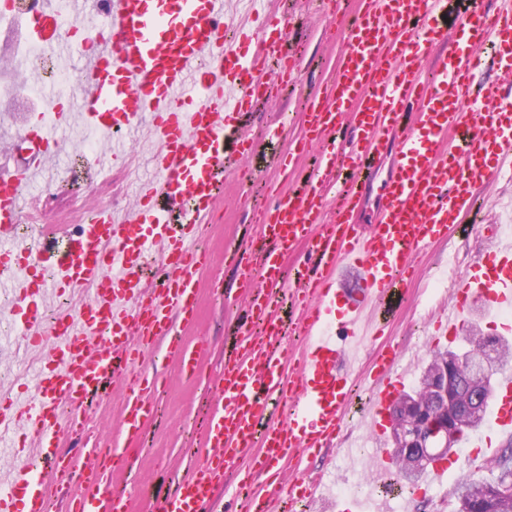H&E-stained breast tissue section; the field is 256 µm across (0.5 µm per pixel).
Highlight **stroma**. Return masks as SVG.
<instances>
[{
    "instance_id": "35a3bbf8",
    "label": "stroma",
    "mask_w": 512,
    "mask_h": 512,
    "mask_svg": "<svg viewBox=\"0 0 512 512\" xmlns=\"http://www.w3.org/2000/svg\"><path fill=\"white\" fill-rule=\"evenodd\" d=\"M344 38V32L337 30L331 15L317 0H298L288 22V49L297 60L298 81L259 103L251 113L248 125L257 147L250 157L240 161L250 170L251 179L243 184L235 174L226 175L215 222L205 238L211 265L200 279V322L196 329L207 343L201 356L202 370L188 380L175 360L162 361L164 382L155 398L157 415L132 451V469L114 482L119 493L129 487L139 489V496L131 502L132 512H158L163 494L187 472L200 446L212 405L213 381L234 350V326L247 320V296L240 286L235 255L243 245L257 253L264 249L259 227L252 222L254 212L269 202L272 182H280L285 188L291 185L270 163L271 155L282 148L275 130L282 127L291 133L298 131L307 97L319 81L334 71ZM68 160V154L58 156L49 173V183L35 184L31 190L40 209L41 224L72 219L74 201L101 206L112 199V181L96 180L88 172L68 169ZM481 193L486 202L483 222L512 225V169H503ZM473 224V218H466L446 241L420 256L413 293L400 307L384 314L395 341L415 354L417 366H424L430 358L418 338L427 321L430 305L426 295L433 278L447 269L449 260L467 263L484 247L473 234ZM122 395V384L113 383L90 406V427L102 442H112L120 435Z\"/></svg>"
}]
</instances>
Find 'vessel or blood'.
Wrapping results in <instances>:
<instances>
[{
    "label": "vessel or blood",
    "mask_w": 512,
    "mask_h": 512,
    "mask_svg": "<svg viewBox=\"0 0 512 512\" xmlns=\"http://www.w3.org/2000/svg\"><path fill=\"white\" fill-rule=\"evenodd\" d=\"M77 14L104 17L111 30L81 42L82 89L75 104L16 123L0 115V309L19 322L10 343L27 370L0 389V512H126L110 474L122 467L155 416L158 347L187 376L199 371V275L209 266L203 238L224 174L255 143L247 112L290 82L271 68L283 58L263 0H72ZM327 0L350 35L335 76L307 101L301 136L286 140L276 163L293 172L324 143L297 189L276 191L255 216L268 247L239 259L242 286L260 275L245 329L214 383L204 442L187 476L160 512H211L226 474L244 466L256 482L244 512H291L314 499L321 473L305 454L336 447L345 424L368 311L386 310L417 274V259L446 240L476 204L478 190L512 158V0L495 8L470 0L456 16L458 39L435 21L447 0ZM27 31L41 48L64 54L59 0H38ZM448 48L426 68L430 47ZM60 129L84 130L110 144L113 131L136 136L145 161L111 148L136 183L130 206H102L77 229L49 224L32 241L17 234L29 184L69 146ZM466 133L448 145L449 130ZM339 181L329 192L331 181ZM483 256L459 272L433 313L427 347L459 336L478 303L512 309V225L479 224ZM305 249L309 265L291 279L286 262ZM156 265H149V256ZM357 270L342 287V269ZM294 317L283 323L281 299ZM411 364L399 346L378 350L366 377L368 434L376 478L393 461L384 436L389 402L403 392ZM121 381L122 441L91 444L88 405L106 382ZM489 401L498 431L512 432V375ZM296 479L289 480L285 471Z\"/></svg>",
    "instance_id": "b4317fda"
}]
</instances>
